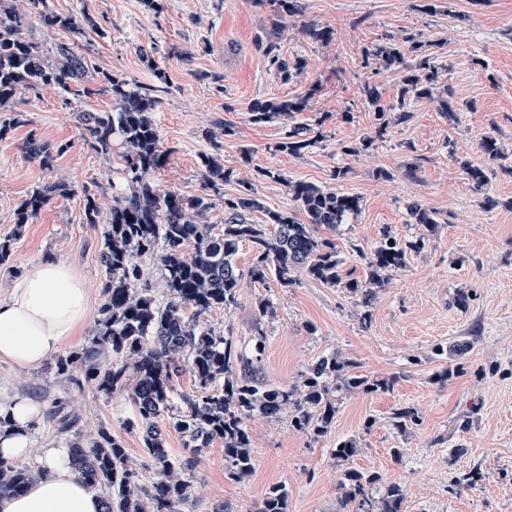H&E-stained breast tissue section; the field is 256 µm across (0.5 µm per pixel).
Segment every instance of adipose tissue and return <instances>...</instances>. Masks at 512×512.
<instances>
[{
  "label": "adipose tissue",
  "instance_id": "adipose-tissue-1",
  "mask_svg": "<svg viewBox=\"0 0 512 512\" xmlns=\"http://www.w3.org/2000/svg\"><path fill=\"white\" fill-rule=\"evenodd\" d=\"M88 293L67 264L41 261L0 294V361L22 368L40 367L74 342L88 315ZM40 405L16 396L0 401V458L25 456ZM41 477L20 495L0 498V512H102L97 492L76 474L67 445L43 448Z\"/></svg>",
  "mask_w": 512,
  "mask_h": 512
}]
</instances>
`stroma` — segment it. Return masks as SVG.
<instances>
[{"instance_id": "obj_1", "label": "stroma", "mask_w": 512, "mask_h": 512, "mask_svg": "<svg viewBox=\"0 0 512 512\" xmlns=\"http://www.w3.org/2000/svg\"><path fill=\"white\" fill-rule=\"evenodd\" d=\"M59 13L89 14L98 26L90 34L89 55L100 70L141 87L169 86L153 114L159 147L168 163L151 183L158 192L176 191L209 198L199 221L224 228V201L242 185L270 209L294 210L286 186L304 180L361 199L329 237L340 248L349 278H362L364 256L376 246L382 228L402 240L424 237L404 270L391 275L370 309L354 294L298 274L284 287L276 279L243 278L234 305L200 318L215 334L232 337L247 349L264 334L263 372L274 385H294L318 357L333 352L354 361L371 377H396L392 391L339 395L336 421L325 434L295 430L287 419L248 418L254 471L242 481L227 478L224 442L214 440L196 457L186 478L189 501L178 512H255L270 487H288V512H349L340 484L346 467L378 475L376 491L398 484L404 512H512V0H299L300 11L278 17L269 0H162L161 10L145 0H47ZM329 29L320 42L304 35L307 26ZM414 38L436 70L432 99L411 102L410 118L379 130L375 110L395 105L404 71L375 68L365 53L380 44L404 45ZM156 43L153 60L141 46ZM300 60L290 80L270 64L271 54ZM377 87L370 103L365 85ZM314 90L306 112L256 121V102L290 98ZM451 93L455 121L440 110ZM109 97L83 100L46 87L22 92L16 108L23 121L0 140V239L11 254L0 264V292L24 269L53 258L71 266L88 292V319L81 351L96 333L105 300L100 263L104 225L85 221L87 197L101 209L112 205L120 160L92 150L80 136L75 112L111 109ZM320 132L301 156L277 151L294 125ZM494 137L505 163L490 161L480 147ZM50 145L57 157L44 167L29 157V139ZM367 139L357 155L343 146ZM223 163L230 177L214 187L203 162ZM490 170L483 191H475L462 161ZM346 176L335 179L336 169ZM389 179L379 178V171ZM63 181L70 187L36 218L16 226L20 202L41 185ZM498 205L488 208L486 198ZM419 203L435 212L433 235L410 223L407 207ZM469 291L467 306L456 303ZM271 315L257 317L261 300ZM371 320H364V312ZM465 345L453 359L435 356L437 345ZM57 357L31 370L0 363V400L23 395L42 414L32 428L25 466L39 468L43 448L58 441L49 419L55 405L77 416L80 439L91 441L100 426L120 439L136 473L148 485L158 474L144 452L139 433L129 429L135 407L131 389L111 394L94 384L77 387L57 371ZM451 368L444 382L434 374ZM402 406L418 410L421 422L399 432L392 414ZM359 438L351 463L332 454L337 441ZM477 472L476 486L465 482Z\"/></svg>"}]
</instances>
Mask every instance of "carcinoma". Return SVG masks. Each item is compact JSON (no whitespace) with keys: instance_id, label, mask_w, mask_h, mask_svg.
I'll return each instance as SVG.
<instances>
[{"instance_id":"cac0c4a2","label":"carcinoma","mask_w":512,"mask_h":512,"mask_svg":"<svg viewBox=\"0 0 512 512\" xmlns=\"http://www.w3.org/2000/svg\"><path fill=\"white\" fill-rule=\"evenodd\" d=\"M6 2L0 0V113L15 111L21 89L35 92L57 87L79 99L92 93L88 82L97 80L99 92L112 99V111H81L78 122L83 139L96 153L110 157L115 146H120V175L128 193L113 197L104 220L107 231L101 264L106 276L105 303L96 335L80 353L61 360L59 368L75 383L91 382L108 393L134 380L135 415L127 425L142 434L159 479L149 486L139 485L127 465L126 448L105 425L88 445L72 441L78 477L100 493L105 512H177V506L191 495L190 482L178 472L191 467L216 439L224 440L228 478L238 481L249 476L254 458L246 419L255 413L277 420L288 412L294 428L322 435L336 417V393L372 394L393 389L396 379L369 377L356 370L355 362L337 354L313 362L298 385H272L262 374L263 334L253 337L249 350L242 351L233 337L216 336L200 326L199 318L236 302L243 277L236 255L242 242L250 243L254 251L248 270L254 281L264 282L273 275L288 286L294 271L300 270L326 286L347 289L368 308L389 276L406 267L409 252L424 247V238L403 243L383 229L368 257L365 280H347L338 246L316 235V229L335 230L360 210L361 200L305 181L286 182L296 203L293 211L265 208L247 186L224 200L221 233H214L209 224L196 223L195 217L210 208L207 198L178 192L162 195L149 182L151 173L168 162L150 117L159 103L155 95L159 88L132 86L96 67L92 57L81 50L87 30L98 29L89 14L63 15L50 10L47 0H28V9L20 12ZM35 24L67 32L72 41L59 42L49 50L30 37ZM366 56L385 68L405 69L395 121L410 117L407 102L432 95L436 73L429 57L420 56L409 63L393 45H380ZM314 92L312 88L302 96L265 101L255 109L257 119L304 112ZM318 139L307 128L295 126L276 149L300 156ZM28 151L44 167L55 161L51 147L33 138ZM463 168L475 190H483L488 183L485 170L467 162ZM68 193L69 188L59 182L35 189L18 205L15 224L20 228L29 223L53 196ZM256 212L263 214L264 223L252 220ZM408 214L428 233L436 232L434 212L413 203ZM144 255L156 257L161 265L167 290L161 301L150 289L138 287V259ZM76 363L80 368L74 367ZM185 372L195 378L194 395L177 393L178 379ZM163 415L185 437L186 455L178 464L172 460L159 427ZM51 417L61 435L70 434L77 424L76 416L59 405ZM393 419L402 432L420 424L413 407L396 409ZM340 444L343 448L333 449L338 461L348 462L358 453L356 438ZM35 476L29 468L0 460V498L24 493ZM378 481L373 472L346 468L342 482L346 501L355 504V512H403L401 487L392 484L377 499L373 490ZM256 512H288L286 485L271 487Z\"/></svg>"}]
</instances>
